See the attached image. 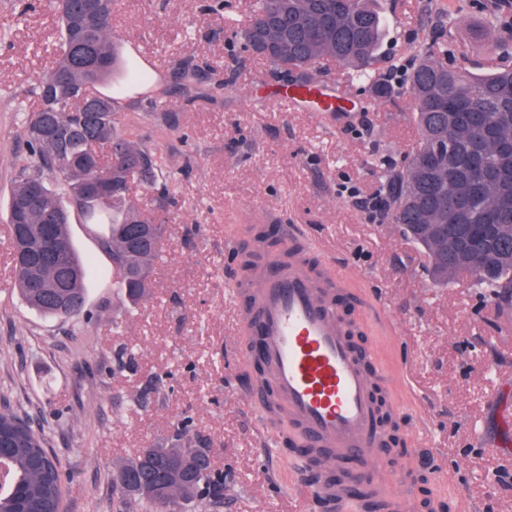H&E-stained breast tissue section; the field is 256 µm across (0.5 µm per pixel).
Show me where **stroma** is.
<instances>
[{
  "label": "stroma",
  "mask_w": 512,
  "mask_h": 512,
  "mask_svg": "<svg viewBox=\"0 0 512 512\" xmlns=\"http://www.w3.org/2000/svg\"><path fill=\"white\" fill-rule=\"evenodd\" d=\"M498 4L374 0L384 22L377 69L438 36L449 67L492 71L501 54L481 27ZM250 9V0H118L113 32L153 85L121 97L116 118L176 174L178 204L161 215V257L137 306L112 278L102 227L72 213L75 249L96 260L75 320L29 309L13 286L7 206L26 154L14 105L52 65L40 49L54 46L58 27L47 0H0V399L44 429L66 478L65 512H116L113 472L145 444L173 445L187 417L224 472L223 512H307L291 422L236 394L253 366L229 284L237 245L260 228L271 246L288 238L341 281L340 313L399 412L405 452L388 453L391 474L424 477L408 512H425L427 497L441 512H512V486L498 480L512 473V307L467 275L436 285L423 248L387 218L368 220L350 196L380 188L378 160L399 167L416 150L406 79L379 98L352 68L326 62L316 77L351 92V121L288 109L270 62L235 39ZM448 11L455 26L438 20ZM186 63L202 100L181 91Z\"/></svg>",
  "instance_id": "35a3bbf8"
}]
</instances>
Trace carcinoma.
<instances>
[{
    "label": "carcinoma",
    "mask_w": 512,
    "mask_h": 512,
    "mask_svg": "<svg viewBox=\"0 0 512 512\" xmlns=\"http://www.w3.org/2000/svg\"><path fill=\"white\" fill-rule=\"evenodd\" d=\"M372 0H256L240 36L244 49L273 30L284 42L269 59L283 78L313 80L316 64L332 59L357 67L358 77L379 97L391 86L374 63L384 22ZM60 27L54 68L38 77L21 103V126L30 158L16 167L10 185L8 220L15 280L24 303L46 317L74 318L86 305L84 282L94 259L81 256L69 236L71 210L88 224H105L100 246L128 302L141 303L152 288L163 224L145 229V218L129 198L135 178L154 183L165 164L117 127V100L88 87L112 81L119 60L112 33V8L89 0H51ZM446 46H430L409 77L418 147L400 171L379 163L387 217L429 257L434 280L449 284L471 273L467 259L423 233L440 224L463 242L476 224H492L498 248L486 259L489 272L475 282L512 302V65L475 75L435 59ZM454 118H448V113ZM448 140L451 161L444 170L427 164L435 142ZM61 177L64 192L46 183L45 172ZM31 183L41 193L18 217L19 201ZM257 233L242 254L250 276L262 258ZM190 419L177 428L180 445L144 446L112 478L120 512H182L204 501L224 507V478L212 472L209 449L188 438ZM0 512H63L66 484L58 459L45 448L44 433L8 404L0 406Z\"/></svg>",
    "instance_id": "1"
}]
</instances>
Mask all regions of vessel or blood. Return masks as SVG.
<instances>
[{
    "mask_svg": "<svg viewBox=\"0 0 512 512\" xmlns=\"http://www.w3.org/2000/svg\"><path fill=\"white\" fill-rule=\"evenodd\" d=\"M288 103L316 112L351 111L350 94L298 83ZM337 282L328 269L314 270L306 252L267 260L248 281L232 283L247 305L242 318L253 336L249 356L258 362L252 380L300 429L318 462L297 475L315 512L336 506L346 512L348 491L329 481L353 460L377 462L382 426L374 377L354 349L336 312Z\"/></svg>",
    "mask_w": 512,
    "mask_h": 512,
    "instance_id": "vessel-or-blood-1",
    "label": "vessel or blood"
}]
</instances>
